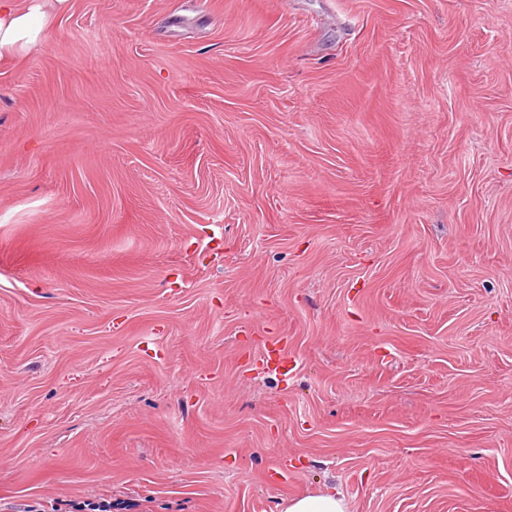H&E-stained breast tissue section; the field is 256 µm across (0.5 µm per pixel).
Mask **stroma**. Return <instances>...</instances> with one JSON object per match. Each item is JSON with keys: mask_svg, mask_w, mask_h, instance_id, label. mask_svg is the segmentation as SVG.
<instances>
[{"mask_svg": "<svg viewBox=\"0 0 512 512\" xmlns=\"http://www.w3.org/2000/svg\"><path fill=\"white\" fill-rule=\"evenodd\" d=\"M26 2L0 512H512V0ZM284 512H347V503L336 488L291 498Z\"/></svg>", "mask_w": 512, "mask_h": 512, "instance_id": "35a3bbf8", "label": "stroma"}]
</instances>
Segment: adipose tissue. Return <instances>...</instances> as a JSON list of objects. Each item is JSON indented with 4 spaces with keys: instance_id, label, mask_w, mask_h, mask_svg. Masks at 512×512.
I'll use <instances>...</instances> for the list:
<instances>
[{
    "instance_id": "ef3b65f1",
    "label": "adipose tissue",
    "mask_w": 512,
    "mask_h": 512,
    "mask_svg": "<svg viewBox=\"0 0 512 512\" xmlns=\"http://www.w3.org/2000/svg\"><path fill=\"white\" fill-rule=\"evenodd\" d=\"M47 20L39 7H22L20 0H0V64L35 45Z\"/></svg>"
}]
</instances>
